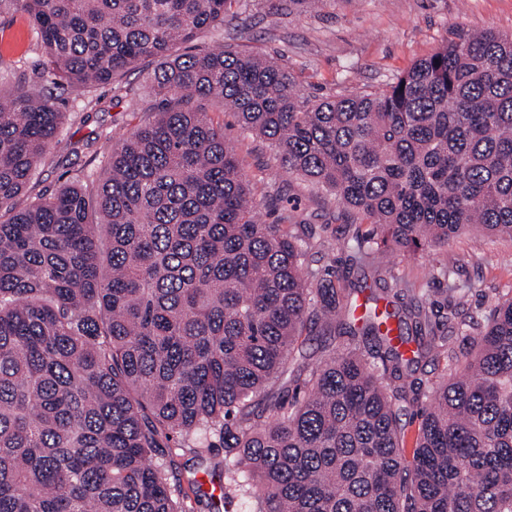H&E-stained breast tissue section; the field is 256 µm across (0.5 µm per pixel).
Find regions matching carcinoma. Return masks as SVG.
I'll return each instance as SVG.
<instances>
[{
    "instance_id": "1",
    "label": "carcinoma",
    "mask_w": 512,
    "mask_h": 512,
    "mask_svg": "<svg viewBox=\"0 0 512 512\" xmlns=\"http://www.w3.org/2000/svg\"><path fill=\"white\" fill-rule=\"evenodd\" d=\"M232 2L0 0L55 82L119 85L151 60L162 102L96 185L18 209L67 113L32 79L0 90V512H190L153 465L175 435L224 449L242 512H512V297L473 336L457 260L437 266L441 324L386 263L512 238V36L460 35L380 91L317 99L272 57L180 52ZM204 100L371 225L340 247L376 307L356 315L362 286L315 267L311 225L260 222ZM304 335L320 362L294 360ZM441 358L423 397L412 376ZM285 375L292 395L265 398Z\"/></svg>"
}]
</instances>
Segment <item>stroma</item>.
<instances>
[{
  "label": "stroma",
  "mask_w": 512,
  "mask_h": 512,
  "mask_svg": "<svg viewBox=\"0 0 512 512\" xmlns=\"http://www.w3.org/2000/svg\"><path fill=\"white\" fill-rule=\"evenodd\" d=\"M489 30L512 33V0H235L223 25L202 34L198 43L264 53L278 59L306 94L332 98L384 89L416 60L457 35ZM41 59L42 46L27 15H0V87L36 76ZM153 70V63L142 62L118 87L45 83L46 93L67 112L68 120L16 207L75 178L98 182L113 143L144 118L132 106L147 97ZM212 118L224 126V139L260 204L261 222L276 224L292 216L314 225L324 246L321 266L361 282L363 268L350 263L337 241L347 234L366 235L369 224L348 220L334 196L279 169L268 144L244 130L232 112H216ZM448 256L458 261L457 282L469 287L470 316L481 317L489 306L512 297V238L506 236L469 232L449 240L444 249L405 257L391 252L387 259L396 273L441 300L444 283L435 278L434 268ZM154 463L165 472L173 468L182 475L195 473L203 482L204 498L193 496L191 487L183 489L190 512H240L239 502L217 509L210 501L227 483L223 451L199 458L176 437Z\"/></svg>",
  "instance_id": "obj_1"
}]
</instances>
